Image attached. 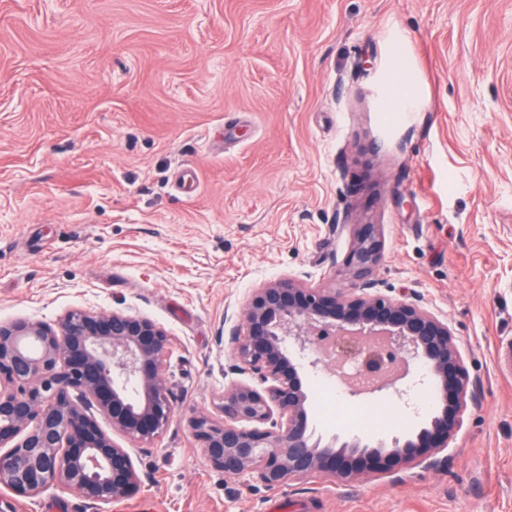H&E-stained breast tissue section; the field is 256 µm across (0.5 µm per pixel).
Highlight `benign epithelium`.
Wrapping results in <instances>:
<instances>
[{"mask_svg": "<svg viewBox=\"0 0 512 512\" xmlns=\"http://www.w3.org/2000/svg\"><path fill=\"white\" fill-rule=\"evenodd\" d=\"M384 241L375 224L354 225L344 261L352 291L308 288L295 278L252 291L244 329L232 327L239 375L224 391L218 424L190 420L209 461L228 474L256 472L270 488L323 473L349 483L365 472L407 468L448 447L462 426L470 383L448 321L418 299L374 291ZM171 337L153 320L124 311L70 310L54 324L0 323V487L37 496L51 487L109 504L141 478L114 435L150 442L173 416L164 378ZM361 358L373 378L346 382L353 396L388 390L413 373L443 406L409 438L372 446L358 437L323 445L310 429L304 378L327 359ZM112 426L102 428L98 417Z\"/></svg>", "mask_w": 512, "mask_h": 512, "instance_id": "7a95c632", "label": "benign epithelium"}]
</instances>
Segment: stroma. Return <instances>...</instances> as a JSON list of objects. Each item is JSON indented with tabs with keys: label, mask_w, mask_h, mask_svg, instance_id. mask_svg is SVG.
<instances>
[{
	"label": "stroma",
	"mask_w": 512,
	"mask_h": 512,
	"mask_svg": "<svg viewBox=\"0 0 512 512\" xmlns=\"http://www.w3.org/2000/svg\"><path fill=\"white\" fill-rule=\"evenodd\" d=\"M421 100L390 112L393 62ZM371 278L452 328L461 428L427 462L343 485L225 474L189 427L223 421L232 326L265 283ZM122 310L162 326L174 414L123 440L141 477L95 509L0 488V512H512V0H0V323ZM323 440L407 436L410 387L362 402L310 376Z\"/></svg>",
	"instance_id": "1"
}]
</instances>
